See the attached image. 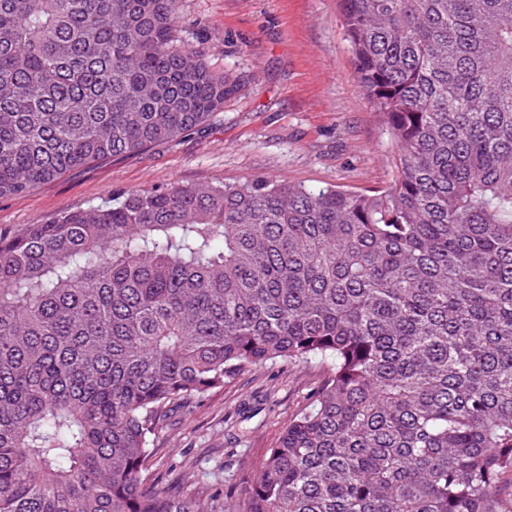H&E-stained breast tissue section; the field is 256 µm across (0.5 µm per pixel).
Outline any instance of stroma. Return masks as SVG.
I'll list each match as a JSON object with an SVG mask.
<instances>
[{"instance_id": "obj_1", "label": "stroma", "mask_w": 512, "mask_h": 512, "mask_svg": "<svg viewBox=\"0 0 512 512\" xmlns=\"http://www.w3.org/2000/svg\"><path fill=\"white\" fill-rule=\"evenodd\" d=\"M172 39L235 86L190 135L0 197V235L128 189L270 177L308 189L390 183L393 145L355 76L340 0H181ZM320 361L267 366L173 408L149 445L177 494L231 503L327 376Z\"/></svg>"}]
</instances>
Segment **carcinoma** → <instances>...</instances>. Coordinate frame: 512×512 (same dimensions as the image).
Listing matches in <instances>:
<instances>
[{
	"instance_id": "1",
	"label": "carcinoma",
	"mask_w": 512,
	"mask_h": 512,
	"mask_svg": "<svg viewBox=\"0 0 512 512\" xmlns=\"http://www.w3.org/2000/svg\"><path fill=\"white\" fill-rule=\"evenodd\" d=\"M179 3L0 0V196L223 109ZM340 6L389 185L173 183L0 237V512H512V0ZM312 358L243 500L152 478L171 407Z\"/></svg>"
}]
</instances>
